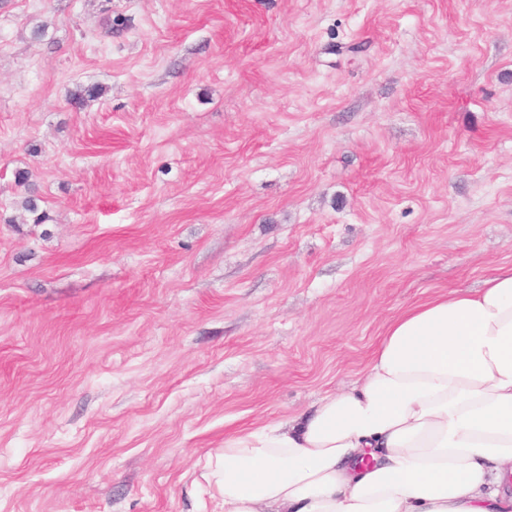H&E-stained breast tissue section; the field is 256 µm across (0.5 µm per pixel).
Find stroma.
<instances>
[{"instance_id": "obj_1", "label": "stroma", "mask_w": 512, "mask_h": 512, "mask_svg": "<svg viewBox=\"0 0 512 512\" xmlns=\"http://www.w3.org/2000/svg\"><path fill=\"white\" fill-rule=\"evenodd\" d=\"M503 266L512 0H0V512H223L226 435ZM17 183L19 186L23 187L25 190V196L21 201V208L24 212L35 215L39 211V203L40 199L35 195V189L32 187V184L29 183V173L26 171H20L17 174ZM43 214H37L36 223H40L44 220Z\"/></svg>"}]
</instances>
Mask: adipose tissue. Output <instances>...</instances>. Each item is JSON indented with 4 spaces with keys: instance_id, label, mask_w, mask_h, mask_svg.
Listing matches in <instances>:
<instances>
[{
    "instance_id": "adipose-tissue-1",
    "label": "adipose tissue",
    "mask_w": 512,
    "mask_h": 512,
    "mask_svg": "<svg viewBox=\"0 0 512 512\" xmlns=\"http://www.w3.org/2000/svg\"><path fill=\"white\" fill-rule=\"evenodd\" d=\"M224 512L512 505V267L412 306L358 382L224 439Z\"/></svg>"
}]
</instances>
